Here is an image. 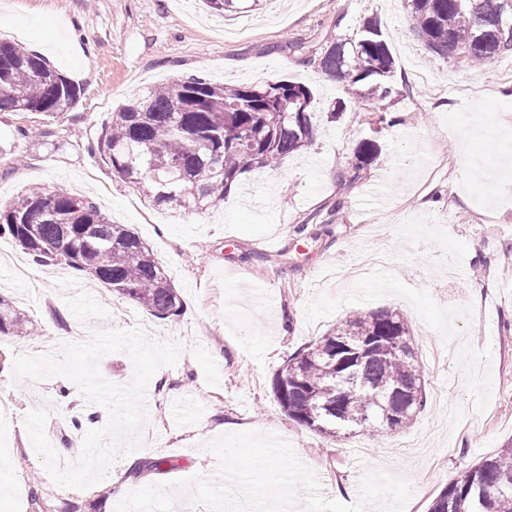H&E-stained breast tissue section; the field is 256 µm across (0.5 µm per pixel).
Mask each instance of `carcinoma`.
I'll list each match as a JSON object with an SVG mask.
<instances>
[{
	"mask_svg": "<svg viewBox=\"0 0 512 512\" xmlns=\"http://www.w3.org/2000/svg\"><path fill=\"white\" fill-rule=\"evenodd\" d=\"M250 1L203 0L226 17ZM408 20L437 55L462 54L491 63L512 54L499 30L512 27V0H404ZM326 74L367 89L372 107L394 92V59L380 23L363 21L357 37L329 42L315 58ZM81 89L42 56L0 41V110L58 117L79 102ZM314 96L289 80L228 86L192 76L148 88L112 113L98 142L101 160L157 206L203 212L224 204L241 175L271 169L315 141ZM375 140L354 151L351 180L370 164ZM0 235L37 264H62L87 274L149 314L178 316L179 295L147 246L114 224L94 202L65 188H28L0 209ZM33 333L29 316L0 297V332ZM272 388L289 418L328 439L356 430L397 431L424 406L425 379L412 327L403 314L358 311L295 353ZM392 414L388 427L377 422ZM427 512H512V442L447 482Z\"/></svg>",
	"mask_w": 512,
	"mask_h": 512,
	"instance_id": "cac0c4a2",
	"label": "carcinoma"
}]
</instances>
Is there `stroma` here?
<instances>
[{
    "mask_svg": "<svg viewBox=\"0 0 512 512\" xmlns=\"http://www.w3.org/2000/svg\"><path fill=\"white\" fill-rule=\"evenodd\" d=\"M0 39L22 45L80 85L63 116L0 112V207L25 188L64 187L91 199L151 248L182 301L161 320L64 267L51 284L0 266V297L24 304L34 333H0V512H115L117 490L202 476L218 481L212 439L277 431L316 474L325 497L352 504L363 474L410 481L404 512H426L459 471L512 440V56L482 67L429 52L403 0H267L226 18L200 0H8ZM377 19L395 60L396 91L378 124L356 90L312 63L324 45ZM201 76L227 85L286 78L314 93L313 145L273 170L242 175L223 207L184 213L155 207L114 176L94 146L115 109L142 90ZM346 108L329 120L335 102ZM381 111V112H382ZM481 112L482 137L460 145ZM377 157L350 178L360 142ZM269 262H258V254ZM21 302V301H20ZM394 309L410 321L425 376V406L409 428L331 441L281 409L276 371L354 310ZM142 329L176 341V366L147 389L143 444L107 476L78 490L58 486L23 425L50 411L45 432L73 448L86 403L62 376L12 381L15 355L47 336ZM168 458L164 471L149 461Z\"/></svg>",
    "mask_w": 512,
    "mask_h": 512,
    "instance_id": "obj_1",
    "label": "stroma"
}]
</instances>
